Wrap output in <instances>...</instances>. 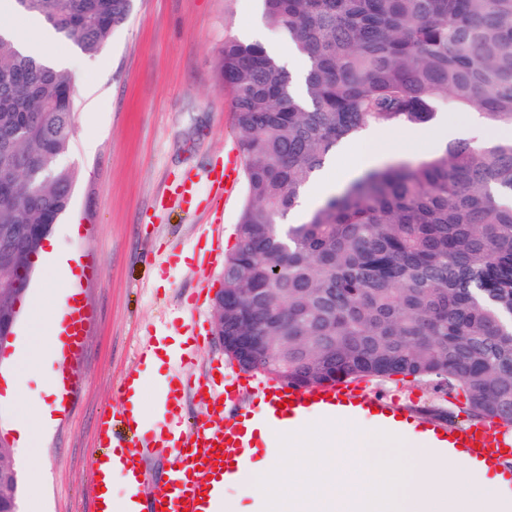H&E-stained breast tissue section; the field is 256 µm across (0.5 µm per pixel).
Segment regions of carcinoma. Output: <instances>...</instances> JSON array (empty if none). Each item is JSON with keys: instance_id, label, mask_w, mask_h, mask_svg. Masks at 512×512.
Here are the masks:
<instances>
[{"instance_id": "obj_1", "label": "carcinoma", "mask_w": 512, "mask_h": 512, "mask_svg": "<svg viewBox=\"0 0 512 512\" xmlns=\"http://www.w3.org/2000/svg\"><path fill=\"white\" fill-rule=\"evenodd\" d=\"M81 50L100 49L134 0H12ZM306 60L301 90L262 45L228 40L248 201L224 258V335L275 344L254 368L288 363V382L333 385L396 375L435 383L467 413L512 427V138L449 143L373 168L295 224L285 223L336 144L369 127H416L450 102L512 129V0H262ZM68 71L0 36V157L16 161L0 197V244L51 229L76 179L62 165L74 125ZM28 237L8 257L28 270ZM0 445V505L18 501Z\"/></svg>"}]
</instances>
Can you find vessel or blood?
<instances>
[{
  "label": "vessel or blood",
  "instance_id": "1",
  "mask_svg": "<svg viewBox=\"0 0 512 512\" xmlns=\"http://www.w3.org/2000/svg\"><path fill=\"white\" fill-rule=\"evenodd\" d=\"M237 161L235 157L224 160L222 168L212 171L209 179L232 191L236 184ZM197 183L188 178L171 182L167 188L169 198L185 208L196 202ZM69 314L63 323L65 344L68 349H80L83 341V312L78 302H70ZM133 377H125L119 386L121 406L118 411L104 415L100 421L96 442L98 447L120 448L124 454L122 462L126 474L139 476L142 455L146 449L168 447L177 453V467L170 479L160 484L149 505V512H207L205 499L212 491L213 476L229 472L248 458L252 447L242 421L229 420L220 411L218 404L223 393L217 392L207 377L196 382L197 391L205 392L210 407L207 418L191 428H184L181 419L182 400L185 388L180 380L167 382L163 394V410L166 421L162 426L143 425L134 415L136 409ZM260 397L272 407L277 418L283 419L293 409L306 408L314 402L341 404L375 409L379 414L398 415L402 408L398 404L380 401L374 404L362 398L357 387L350 384L286 388L279 382H268L259 388ZM496 421L464 429L438 432V439L453 448L465 451L470 457L483 461L490 470L500 473L512 481V471L505 469L504 460L512 458V438L498 433Z\"/></svg>",
  "mask_w": 512,
  "mask_h": 512
}]
</instances>
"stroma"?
Instances as JSON below:
<instances>
[{"instance_id":"obj_1","label":"stroma","mask_w":512,"mask_h":512,"mask_svg":"<svg viewBox=\"0 0 512 512\" xmlns=\"http://www.w3.org/2000/svg\"><path fill=\"white\" fill-rule=\"evenodd\" d=\"M262 26L264 41L288 58L287 40L268 26L260 0H135L129 21L94 54L58 37L45 38L36 26L14 21L21 39L69 61L76 119L63 165L75 169L71 203L54 225L51 249L77 257L82 267L76 286L86 312V344L76 356L44 358L25 373L21 404L0 400V443L9 447L19 481V512H93L87 459L95 448L104 412L117 409L118 386L129 374L146 381L143 407L154 417L158 387L177 368L192 375H215L233 387L228 413L257 410V373H246L225 355L215 338L213 298L223 265H212V247L222 253L237 243L236 225L246 197V181L216 198L204 185L194 209L171 204L170 181L206 174L237 151L232 95L220 74L225 40L247 39ZM427 142L412 143V129L393 127V140L411 142V158L431 154L459 140L484 141L475 113L445 110L424 126ZM96 139L93 152L84 136ZM100 269L88 276L89 267ZM42 264L34 262L19 306L12 339L0 347V371L23 357L29 322L28 301L42 288ZM194 321L196 348L166 358L154 368L140 351L149 337L179 336ZM64 371L71 393L68 407L55 414L49 451L29 466L19 440L18 418L42 395L52 372ZM367 397L387 396L405 407L422 426L438 425L435 409L447 398L412 378L359 380Z\"/></svg>"}]
</instances>
